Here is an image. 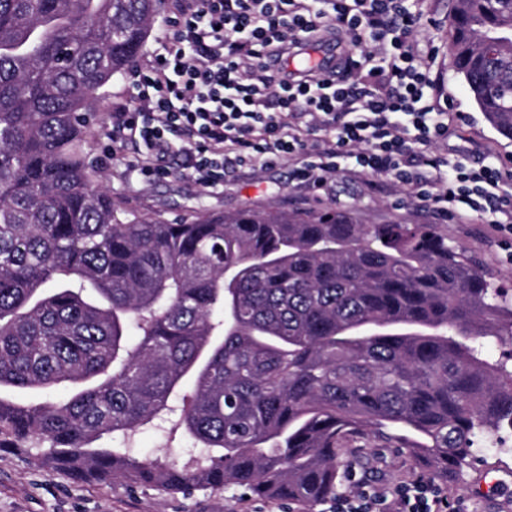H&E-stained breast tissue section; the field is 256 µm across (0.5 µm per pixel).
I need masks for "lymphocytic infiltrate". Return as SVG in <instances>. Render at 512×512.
<instances>
[{"instance_id": "f902f5d3", "label": "lymphocytic infiltrate", "mask_w": 512, "mask_h": 512, "mask_svg": "<svg viewBox=\"0 0 512 512\" xmlns=\"http://www.w3.org/2000/svg\"><path fill=\"white\" fill-rule=\"evenodd\" d=\"M421 13L408 0H172L169 32L130 73L128 100L109 116L107 137L133 146L144 177H165L180 142L189 177L210 189L228 170L284 159L294 178L319 190L341 164L405 187L441 218H489L512 237V192L493 164L467 167L428 153L455 115L429 94L410 37ZM345 32L358 55L342 68L354 81L315 70L271 71L269 61ZM432 484L395 492L358 486L335 512H446Z\"/></svg>"}]
</instances>
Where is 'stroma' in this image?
<instances>
[{
	"mask_svg": "<svg viewBox=\"0 0 512 512\" xmlns=\"http://www.w3.org/2000/svg\"><path fill=\"white\" fill-rule=\"evenodd\" d=\"M451 6L452 0H423L421 20L412 36L417 54L429 66L433 98L448 101L453 111L463 115L450 126L447 140L433 145L432 151L471 165L507 162L512 158V139L490 126L454 76L448 52ZM128 95L126 75L115 76L101 95L100 122L86 144L88 157L103 175L118 209L138 216L191 220L206 211H312L332 204L340 211L359 212L367 224H434L449 245L462 248L490 274L495 287L512 290V250L499 233L474 216L464 221L438 219L418 208L403 187L383 177L340 171L323 191L314 193L292 181L291 164L284 160L267 170L239 169L226 178L223 188L203 193L182 176L184 157L174 149L164 158L170 176L143 179L128 170V151L113 149L104 126L113 105ZM129 448L141 460L166 453L186 460L197 452L182 433L166 427L144 428ZM37 454L34 448L25 452L0 448V512H288L286 504L243 496L236 487L185 494L118 481L87 484L46 472ZM343 473L339 491L343 497L353 495L357 478L389 491L403 482L430 479L426 465L409 454H393L378 439L353 442ZM433 482L447 495L448 512H512V451L488 445L481 461Z\"/></svg>",
	"mask_w": 512,
	"mask_h": 512,
	"instance_id": "obj_1",
	"label": "stroma"
}]
</instances>
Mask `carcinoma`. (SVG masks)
<instances>
[{
	"label": "carcinoma",
	"instance_id": "cac0c4a2",
	"mask_svg": "<svg viewBox=\"0 0 512 512\" xmlns=\"http://www.w3.org/2000/svg\"><path fill=\"white\" fill-rule=\"evenodd\" d=\"M166 7L0 0V445L84 482L309 512L364 435L445 475L476 458L512 429V367L482 343L512 341V299L434 225L118 216L85 144ZM510 28L512 0H454V73L512 139V50L482 48ZM177 398L195 462L131 456Z\"/></svg>",
	"mask_w": 512,
	"mask_h": 512
}]
</instances>
